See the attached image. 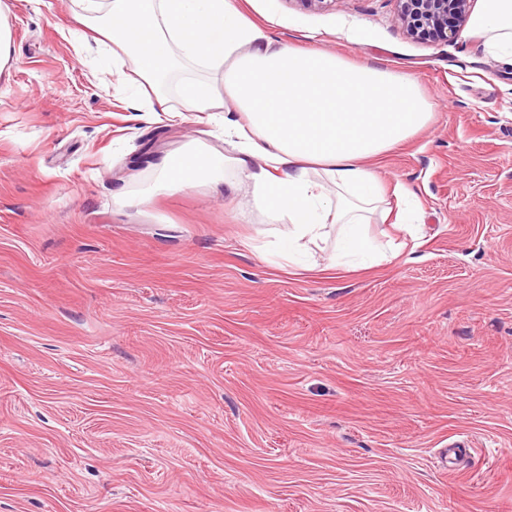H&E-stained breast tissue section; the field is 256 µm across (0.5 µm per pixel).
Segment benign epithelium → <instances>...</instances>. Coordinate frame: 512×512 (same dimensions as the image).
Instances as JSON below:
<instances>
[{"mask_svg": "<svg viewBox=\"0 0 512 512\" xmlns=\"http://www.w3.org/2000/svg\"><path fill=\"white\" fill-rule=\"evenodd\" d=\"M397 20L410 35L424 24L439 32V39L448 42L458 38L471 11V0H397Z\"/></svg>", "mask_w": 512, "mask_h": 512, "instance_id": "obj_1", "label": "benign epithelium"}]
</instances>
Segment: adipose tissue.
I'll return each mask as SVG.
<instances>
[{
  "label": "adipose tissue",
  "mask_w": 512,
  "mask_h": 512,
  "mask_svg": "<svg viewBox=\"0 0 512 512\" xmlns=\"http://www.w3.org/2000/svg\"><path fill=\"white\" fill-rule=\"evenodd\" d=\"M85 2L77 23L102 13L100 34L133 61L138 85L150 91L149 111L168 112L172 94H179L190 111L208 113L224 137L220 150L188 143L178 163L161 156L137 194L120 187L115 199L134 196L143 204L165 190L245 188L275 223L288 264L338 225L331 270L350 257L374 258L362 235L373 216L411 226L413 192L396 187L391 195L400 206L391 210L369 160L429 123L432 105L414 76L295 49L251 22L236 0ZM470 29L492 55L512 61V0H482ZM188 64L208 69L211 80L174 82Z\"/></svg>",
  "instance_id": "obj_1"
}]
</instances>
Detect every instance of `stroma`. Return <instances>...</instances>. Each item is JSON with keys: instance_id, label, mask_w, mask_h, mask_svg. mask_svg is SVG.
<instances>
[{"instance_id": "35a3bbf8", "label": "stroma", "mask_w": 512, "mask_h": 512, "mask_svg": "<svg viewBox=\"0 0 512 512\" xmlns=\"http://www.w3.org/2000/svg\"><path fill=\"white\" fill-rule=\"evenodd\" d=\"M0 75V512H512V65L408 37L396 0H241L297 49L414 75L431 123L373 159L418 239L285 265L223 186L117 203L216 128L135 117L83 0H7ZM3 0L0 1V74H3L12 62L11 31L9 25V9ZM393 195L405 207L399 206L398 210L394 213L393 221L390 224H393V226L398 228H403L411 234L412 229L409 226H412L413 218L410 205L415 194L404 186H397L394 189Z\"/></svg>"}]
</instances>
